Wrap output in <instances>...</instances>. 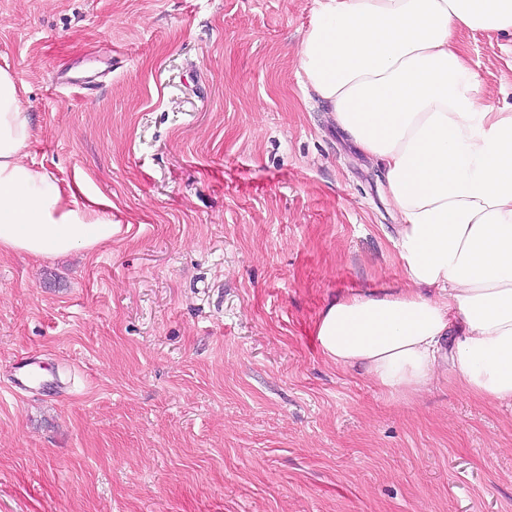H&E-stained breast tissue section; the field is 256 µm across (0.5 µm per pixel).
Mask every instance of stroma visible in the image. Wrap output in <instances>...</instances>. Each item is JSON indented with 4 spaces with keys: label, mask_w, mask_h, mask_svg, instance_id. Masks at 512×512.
Segmentation results:
<instances>
[{
    "label": "stroma",
    "mask_w": 512,
    "mask_h": 512,
    "mask_svg": "<svg viewBox=\"0 0 512 512\" xmlns=\"http://www.w3.org/2000/svg\"><path fill=\"white\" fill-rule=\"evenodd\" d=\"M312 8L0 0L31 159L114 223L0 253V512H512L511 406L443 372L395 403L320 353L330 302L407 280L381 170L302 85ZM459 46L512 105V34Z\"/></svg>",
    "instance_id": "1"
}]
</instances>
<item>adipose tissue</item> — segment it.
I'll return each mask as SVG.
<instances>
[{"mask_svg": "<svg viewBox=\"0 0 512 512\" xmlns=\"http://www.w3.org/2000/svg\"><path fill=\"white\" fill-rule=\"evenodd\" d=\"M512 33V0H314L298 61L340 133L382 171L409 286L321 313L323 357L408 401L445 371L512 404V106L484 102L457 38ZM33 122L0 69V252L53 258L112 237L108 204L78 203L29 161Z\"/></svg>", "mask_w": 512, "mask_h": 512, "instance_id": "1", "label": "adipose tissue"}]
</instances>
